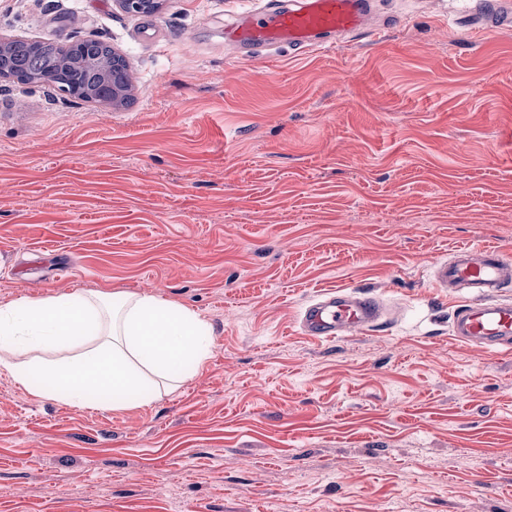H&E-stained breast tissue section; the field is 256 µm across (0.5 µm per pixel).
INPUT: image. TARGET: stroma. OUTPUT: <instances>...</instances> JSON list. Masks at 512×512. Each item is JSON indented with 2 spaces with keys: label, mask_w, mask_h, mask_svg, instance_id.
Instances as JSON below:
<instances>
[{
  "label": "stroma",
  "mask_w": 512,
  "mask_h": 512,
  "mask_svg": "<svg viewBox=\"0 0 512 512\" xmlns=\"http://www.w3.org/2000/svg\"><path fill=\"white\" fill-rule=\"evenodd\" d=\"M377 0L383 38L238 56L236 0H0V35L108 41L113 109L0 79V304L148 292L210 325L151 407L78 410L0 371V512H512V351L449 334L431 266L512 250V32ZM385 323L314 340L320 291Z\"/></svg>",
  "instance_id": "stroma-1"
}]
</instances>
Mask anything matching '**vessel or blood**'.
Returning a JSON list of instances; mask_svg holds the SVG:
<instances>
[{
	"label": "vessel or blood",
	"mask_w": 512,
	"mask_h": 512,
	"mask_svg": "<svg viewBox=\"0 0 512 512\" xmlns=\"http://www.w3.org/2000/svg\"><path fill=\"white\" fill-rule=\"evenodd\" d=\"M474 25L481 31L512 30V0H485ZM382 26L373 0H290L274 5L255 0L224 24V41L263 57L269 51H316L363 35L379 38ZM431 276L442 291L462 296L451 331L470 346L498 352L512 349V301L503 298L512 285V254L474 246L434 263ZM382 303L370 293L339 290L313 299L300 324L315 339L340 338L374 328Z\"/></svg>",
	"instance_id": "1"
}]
</instances>
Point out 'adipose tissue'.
Masks as SVG:
<instances>
[{"mask_svg":"<svg viewBox=\"0 0 512 512\" xmlns=\"http://www.w3.org/2000/svg\"><path fill=\"white\" fill-rule=\"evenodd\" d=\"M209 324L146 293L97 289L0 305V369L36 397L84 410L148 407L199 374Z\"/></svg>","mask_w":512,"mask_h":512,"instance_id":"obj_1","label":"adipose tissue"}]
</instances>
